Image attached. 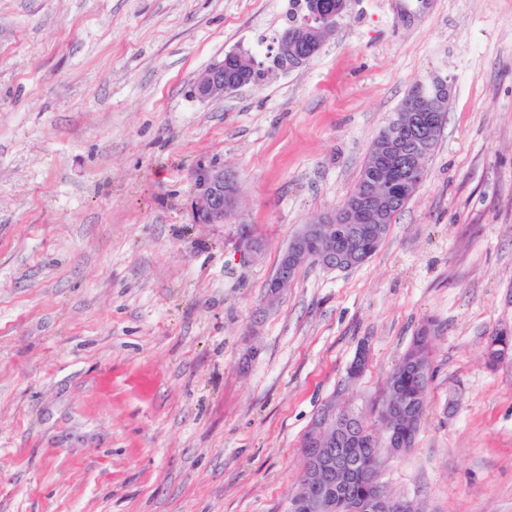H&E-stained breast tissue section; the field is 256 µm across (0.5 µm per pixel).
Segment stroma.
Instances as JSON below:
<instances>
[{"instance_id":"35a3bbf8","label":"stroma","mask_w":512,"mask_h":512,"mask_svg":"<svg viewBox=\"0 0 512 512\" xmlns=\"http://www.w3.org/2000/svg\"><path fill=\"white\" fill-rule=\"evenodd\" d=\"M287 10L0 0V512H286L318 410L374 422L428 319L427 407L379 481L422 512H512V361L482 357L512 330V0H350L310 64L193 96ZM437 77L442 137L377 252L268 301L291 237ZM203 161L237 180L226 223L193 220Z\"/></svg>"}]
</instances>
